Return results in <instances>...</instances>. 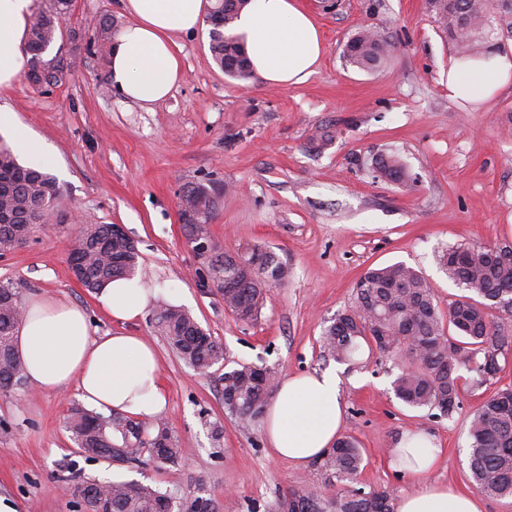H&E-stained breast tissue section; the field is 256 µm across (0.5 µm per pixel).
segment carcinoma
<instances>
[{"mask_svg":"<svg viewBox=\"0 0 512 512\" xmlns=\"http://www.w3.org/2000/svg\"><path fill=\"white\" fill-rule=\"evenodd\" d=\"M247 0H211L207 22L212 26L210 52L224 73L238 79L250 74L248 58L229 32ZM430 12L462 60L485 58L512 38V0H428ZM73 0H45L29 25L30 68L56 39ZM112 19L99 22L87 44L111 39ZM388 53L383 36L370 29L357 31L345 45L353 66L377 69ZM376 172L394 183L406 177L395 155L376 162ZM210 188L190 185L197 220H210L214 200ZM60 198L56 179L19 163L0 141V210L10 211L17 224L42 194ZM504 245L459 244L442 249L437 264L465 294L444 303L419 270L403 263L370 268L355 283V306L336 315L322 333L327 355L338 362L355 359L362 346L398 358L404 368L393 381L397 399L417 409L451 415L460 402L461 371L482 385L501 370L499 358L512 351V257ZM140 255L127 239L112 236L109 224H87L71 250L75 275L94 292L118 277L141 272ZM210 271L224 276V306L248 323L264 307L273 286L288 281V265L270 250L254 248L240 261L227 254L211 260ZM23 310L16 290L0 285V389H20L26 382L15 333ZM157 323L170 348L201 373L226 360L224 348L187 311L167 305ZM224 411L243 424L258 420L277 388L273 371L240 364L222 377ZM69 429L76 447L91 459L141 462L144 455L176 465L180 449L166 418L153 415L108 417L81 407L72 409ZM469 468L477 489L493 497H512V386L497 390L472 413L468 424ZM316 465L325 475L329 494L317 488L291 489L277 502L276 512H396V501L384 490H365L359 477L366 466L364 451L352 437L339 439ZM73 492L85 507L112 502V512H188L197 500L174 509L172 497L135 481L84 480Z\"/></svg>","mask_w":512,"mask_h":512,"instance_id":"1","label":"carcinoma"}]
</instances>
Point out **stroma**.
Masks as SVG:
<instances>
[{
    "mask_svg": "<svg viewBox=\"0 0 512 512\" xmlns=\"http://www.w3.org/2000/svg\"><path fill=\"white\" fill-rule=\"evenodd\" d=\"M317 20L324 54L304 84L271 88L257 76L228 77L210 53V30L176 36L182 78L166 100L143 106L109 83L108 47L87 46L102 18L122 26L119 0H74L62 33L46 52L60 57L58 85L19 78L0 90L22 129L52 156L44 169L62 196L54 224L0 258V284L27 301L42 292L87 313L96 335L128 331L155 346L168 405L164 415L181 450L179 465L137 467L78 456L68 429L80 399L74 386L0 391V495L21 512H80L58 488L81 480L139 481L175 502L212 500L216 512H274L283 493L324 486L315 464L273 456L262 424L243 427L224 410L225 368L251 364L279 378L336 370L345 404L344 435L364 448L363 486L401 497L415 480L389 466L407 431L428 432L443 454L431 481L476 494L466 422L497 389L512 385V354L493 381L463 380L448 416L409 407L391 383L395 359L377 353L339 363L320 337L355 302L354 284L370 267L397 262L420 269L440 300L458 295L436 261L442 247L512 244V82L485 105L448 96L456 58L426 0H302ZM379 30L389 52L377 70L349 65L344 47L360 28ZM331 144L309 150L318 127ZM398 154L407 179L393 183L372 167ZM215 192L209 225L215 253L262 246L290 270L271 288L258 319L238 321L196 253L180 218L187 185ZM84 224H120L141 254L156 294L145 314L122 324L101 311L72 275L70 244ZM186 309L222 343L226 364L201 374L180 360L155 324L161 305Z\"/></svg>",
    "mask_w": 512,
    "mask_h": 512,
    "instance_id": "35a3bbf8",
    "label": "stroma"
}]
</instances>
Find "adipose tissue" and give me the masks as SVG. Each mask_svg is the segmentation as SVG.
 <instances>
[{
  "label": "adipose tissue",
  "instance_id": "1",
  "mask_svg": "<svg viewBox=\"0 0 512 512\" xmlns=\"http://www.w3.org/2000/svg\"><path fill=\"white\" fill-rule=\"evenodd\" d=\"M207 0H121L129 18L113 37L110 81L127 100L150 105L166 99L182 78L175 35L202 24ZM33 0H0V88L24 71ZM251 70L267 86L305 83L323 52L319 28L300 0H249L234 25ZM512 80V59L454 62L448 68V95L474 105L488 101ZM154 292L137 278L115 279L96 294L110 318L131 322L142 316ZM30 384L56 391L76 386L80 398L103 413L141 417L163 411L156 350L141 336L117 332L93 335L85 311L65 300H28L16 336ZM345 421L335 373L292 374L280 382L265 413L264 433L273 452L303 466L334 445ZM441 450L421 432L405 433L389 463L418 481L402 496L397 512H483L481 501L430 481Z\"/></svg>",
  "mask_w": 512,
  "mask_h": 512
}]
</instances>
